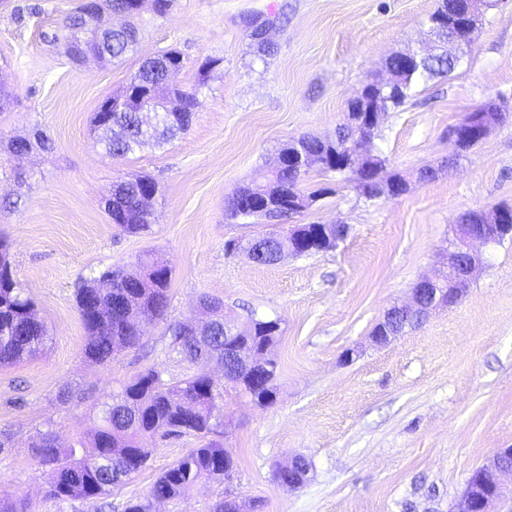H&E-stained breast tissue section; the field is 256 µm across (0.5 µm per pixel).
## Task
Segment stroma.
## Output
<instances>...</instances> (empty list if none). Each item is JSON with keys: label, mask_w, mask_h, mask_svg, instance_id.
I'll use <instances>...</instances> for the list:
<instances>
[{"label": "stroma", "mask_w": 512, "mask_h": 512, "mask_svg": "<svg viewBox=\"0 0 512 512\" xmlns=\"http://www.w3.org/2000/svg\"><path fill=\"white\" fill-rule=\"evenodd\" d=\"M78 3L0 0V85L11 96L0 111V239L51 334L44 354L0 367V502L92 512L49 496L36 431L63 444L92 432L104 395L150 368L169 382L199 369L223 385L217 363L197 369L169 351L168 325L197 316L208 295L240 315L280 320L276 399L259 407L226 388L233 425L213 439L235 460L232 480L197 483L154 512H210L228 492L259 512H452L470 472L512 448V241L484 248L485 267L458 304L388 344L371 335L417 280L437 274L463 212L512 206V0L485 13L451 75L419 85L381 121L374 142L389 170L411 179L409 192L369 200L352 174L311 172L303 188L323 196L296 223L349 232L335 249L273 266L227 252L229 240L257 230L226 220L234 189L270 171L289 139L335 137L348 100L383 76L389 56L434 45L428 17L438 0H172L165 17L138 19L136 57L74 65L62 37ZM283 9L274 54L255 55L243 17ZM171 48L182 54L174 81L185 88L206 58L222 61L191 127L164 148L106 157L92 139L99 103L123 91L140 59ZM489 101L503 106V125L456 155L450 128ZM35 128L50 150L14 156L11 139ZM442 163L445 173L417 182L419 169ZM140 175L159 186L155 220L149 234H123L103 199ZM146 253L172 271L169 306L139 347L97 364L84 355L76 286L110 267L135 271ZM198 444L192 435L159 442L146 468L114 490L112 512L147 499ZM296 456L310 463L308 479L281 487L274 468Z\"/></svg>", "instance_id": "stroma-1"}]
</instances>
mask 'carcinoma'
<instances>
[{
	"label": "carcinoma",
	"instance_id": "carcinoma-1",
	"mask_svg": "<svg viewBox=\"0 0 512 512\" xmlns=\"http://www.w3.org/2000/svg\"><path fill=\"white\" fill-rule=\"evenodd\" d=\"M138 43L139 31L133 28L114 30L111 41L100 47V54L114 63L124 62L136 54ZM173 65L182 66V57L179 51L172 49L142 61L130 78L129 90L143 95L155 93L160 100L173 96L181 103L182 111L158 112L151 126L144 125L134 102L113 110L107 121L101 120L99 112H94V140L107 156L123 159L147 143L165 145L190 128L197 105L196 91L165 85V71ZM456 67L457 64L441 53L422 60L417 69L405 75L403 89L390 98L386 109L402 105L418 83L447 75ZM265 180L264 184L251 182L234 190L226 210L227 219L248 218L241 205L263 188L270 187L286 197L300 191L305 176L284 168L270 173ZM143 194L140 177L112 189V212L125 215L124 223L115 225L116 229L132 235L149 230L150 221L140 210L139 198ZM254 241L258 245L251 262L258 265L279 262L281 240L260 232L249 239L251 243ZM170 281L169 275L155 278L150 272L141 285L136 286L126 281L119 267L84 280L76 290L75 299L87 333L86 357L106 365L119 350L139 346L142 337L136 332L135 324L125 315H112L109 305L119 297H127L135 311L157 319L167 308ZM49 339V328L37 318L31 299L15 279H9L6 287H0V366L44 353ZM207 339L212 352L224 356L221 322L213 323ZM172 346L183 361L191 363L198 350V340L178 324L172 328ZM121 394L131 401V406L116 407V395L105 396L97 406L99 424L90 436L79 437L63 447L50 434L43 433L33 443L39 465L54 474L50 496L59 500L98 502L97 512H103L106 499L121 479L140 471L150 458L152 449L142 441L152 439V434L162 427L167 428L166 436L193 434L202 443L161 473L152 486L150 499L130 500L124 512H151L152 499L173 500L183 496L199 480L224 478V466L231 465L233 459L222 445L207 440L208 435L223 425V391L212 387L206 376L196 373L179 382L165 383L156 379L151 369L125 384ZM178 394L194 404L193 412L186 413L171 402Z\"/></svg>",
	"mask_w": 512,
	"mask_h": 512
}]
</instances>
